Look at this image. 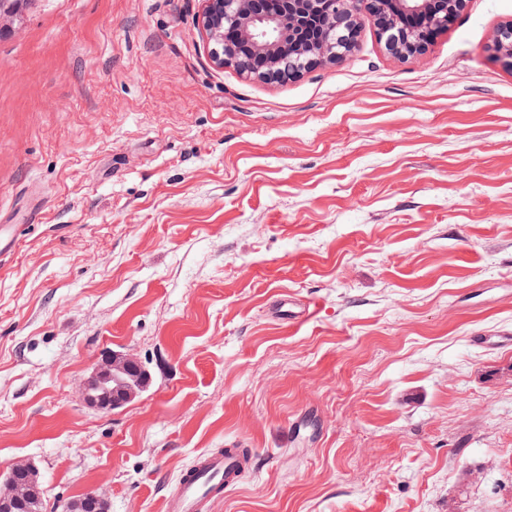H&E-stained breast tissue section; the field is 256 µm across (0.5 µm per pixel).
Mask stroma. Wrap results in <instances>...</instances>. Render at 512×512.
Segmentation results:
<instances>
[{
  "label": "stroma",
  "instance_id": "obj_1",
  "mask_svg": "<svg viewBox=\"0 0 512 512\" xmlns=\"http://www.w3.org/2000/svg\"><path fill=\"white\" fill-rule=\"evenodd\" d=\"M202 8L0 16V476L163 512L239 442L206 512H512V0L286 82L213 63ZM114 352L149 383L101 413ZM492 58L512 69V21L497 28L491 43ZM22 224L0 225V257L15 251L22 241ZM147 384L148 375L142 363L131 355L116 352L106 358L103 367H95L81 380L85 403L104 413L114 412L135 399ZM244 471L245 460L235 448L198 456L182 474L178 494L165 501V512H199L216 490L237 483Z\"/></svg>",
  "mask_w": 512,
  "mask_h": 512
}]
</instances>
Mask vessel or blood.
<instances>
[{"mask_svg": "<svg viewBox=\"0 0 512 512\" xmlns=\"http://www.w3.org/2000/svg\"><path fill=\"white\" fill-rule=\"evenodd\" d=\"M245 470L238 450L227 448L197 457L179 481V492L164 504L165 512H199L216 490L237 483Z\"/></svg>", "mask_w": 512, "mask_h": 512, "instance_id": "b4317fda", "label": "vessel or blood"}]
</instances>
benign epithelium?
Listing matches in <instances>:
<instances>
[{
    "mask_svg": "<svg viewBox=\"0 0 512 512\" xmlns=\"http://www.w3.org/2000/svg\"><path fill=\"white\" fill-rule=\"evenodd\" d=\"M201 26L211 58L251 79L286 80L318 63L334 61L354 47L363 22L373 21L393 56L422 53L427 41L448 29L467 0H203ZM492 58L512 69V22L497 28ZM148 375L131 355L112 353L81 380L85 403L113 412L146 388ZM15 477L0 485V512H39L43 491L36 466L12 464ZM69 512H108L107 498L87 491L69 500Z\"/></svg>",
    "mask_w": 512,
    "mask_h": 512,
    "instance_id": "obj_1",
    "label": "benign epithelium"
}]
</instances>
